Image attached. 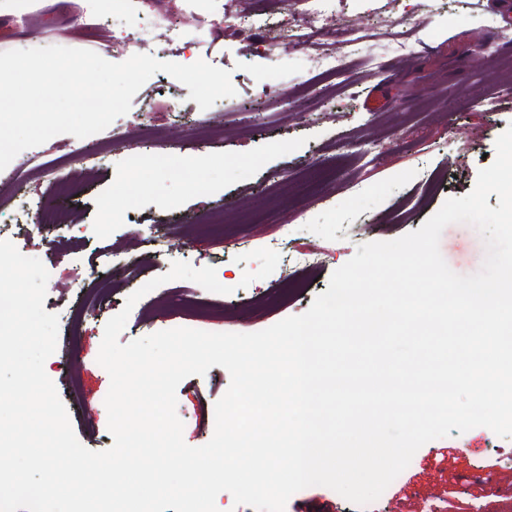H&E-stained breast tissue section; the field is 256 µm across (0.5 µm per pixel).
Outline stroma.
Instances as JSON below:
<instances>
[{"label":"stroma","mask_w":512,"mask_h":512,"mask_svg":"<svg viewBox=\"0 0 512 512\" xmlns=\"http://www.w3.org/2000/svg\"><path fill=\"white\" fill-rule=\"evenodd\" d=\"M309 8L308 0H122L91 17L81 0H30L26 12L0 17V52L62 46L119 63L127 41L145 31L157 59L204 60L230 71L236 91L225 106L203 110L186 86L155 73L114 121L129 133L120 151L95 134H59L0 171V238L49 272L44 309L57 315L59 333L45 372L86 448L114 443L104 404L110 377L97 355L106 322L130 294L176 261L214 267L230 289L216 294L189 280L159 286L133 307L123 344L177 327L252 333L303 314L359 245L417 230L447 199L468 194L512 125V25L502 23L496 0H333L326 36L288 47L290 22ZM253 19L265 23L264 47L240 34ZM339 25L365 32L341 74L321 65L336 52L329 31ZM216 28L224 32L218 40ZM479 41L489 52L477 58L471 49ZM269 81L280 97L264 96ZM141 128L156 139L143 142ZM88 148L98 151L92 167ZM131 156L152 165L148 181L134 180ZM205 159L204 192L170 174L172 165ZM47 162L85 169L74 197L64 199L43 177ZM32 200L67 204L70 216L33 223L21 210ZM281 224L287 236H279ZM276 236L280 248L267 250ZM303 247L324 260L299 273L298 290L281 274ZM439 247L460 275L479 271L485 257L468 224L447 226ZM74 280L106 285L110 301L91 307ZM230 381L215 365L178 385L187 445L210 441L214 407ZM285 512H512V437L455 430L424 444L366 506L311 486Z\"/></svg>","instance_id":"obj_1"}]
</instances>
